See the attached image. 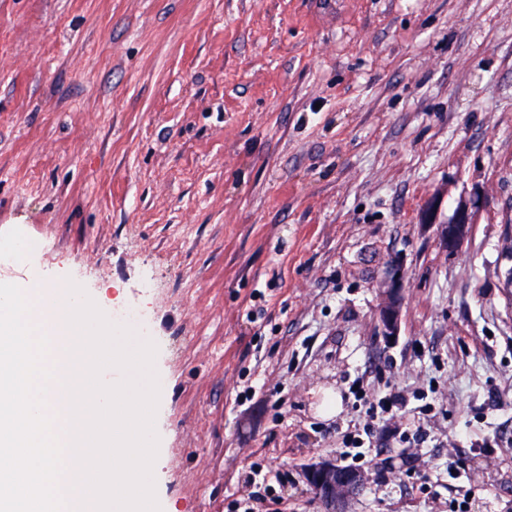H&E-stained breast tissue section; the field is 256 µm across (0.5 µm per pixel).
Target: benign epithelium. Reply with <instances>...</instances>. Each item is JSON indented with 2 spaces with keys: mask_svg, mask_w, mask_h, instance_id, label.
<instances>
[{
  "mask_svg": "<svg viewBox=\"0 0 512 512\" xmlns=\"http://www.w3.org/2000/svg\"><path fill=\"white\" fill-rule=\"evenodd\" d=\"M475 218L476 212L462 206L448 223L438 225L441 248L448 253L457 251L468 237ZM403 284V273L398 267L389 269L383 277L384 298L378 319L382 334L390 340L398 336L401 326ZM305 479L325 512H343L345 503L368 483L369 475L359 471L347 474L335 463L323 460L307 465Z\"/></svg>",
  "mask_w": 512,
  "mask_h": 512,
  "instance_id": "1",
  "label": "benign epithelium"
}]
</instances>
